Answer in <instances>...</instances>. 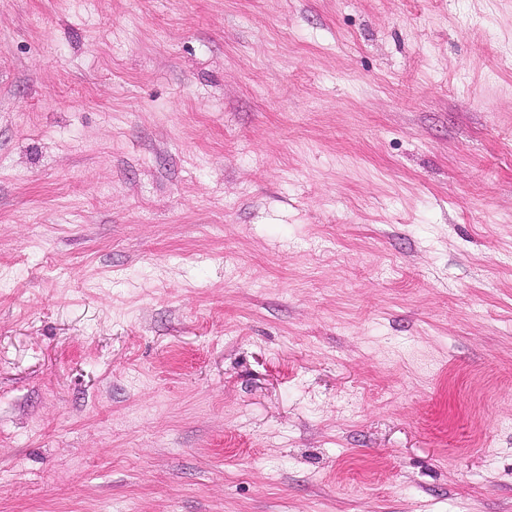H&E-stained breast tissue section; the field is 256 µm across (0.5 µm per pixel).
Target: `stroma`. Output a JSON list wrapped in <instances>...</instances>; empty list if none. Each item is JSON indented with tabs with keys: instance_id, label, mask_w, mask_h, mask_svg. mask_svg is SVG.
I'll list each match as a JSON object with an SVG mask.
<instances>
[{
	"instance_id": "obj_1",
	"label": "stroma",
	"mask_w": 512,
	"mask_h": 512,
	"mask_svg": "<svg viewBox=\"0 0 512 512\" xmlns=\"http://www.w3.org/2000/svg\"><path fill=\"white\" fill-rule=\"evenodd\" d=\"M0 512H512V0H0Z\"/></svg>"
}]
</instances>
